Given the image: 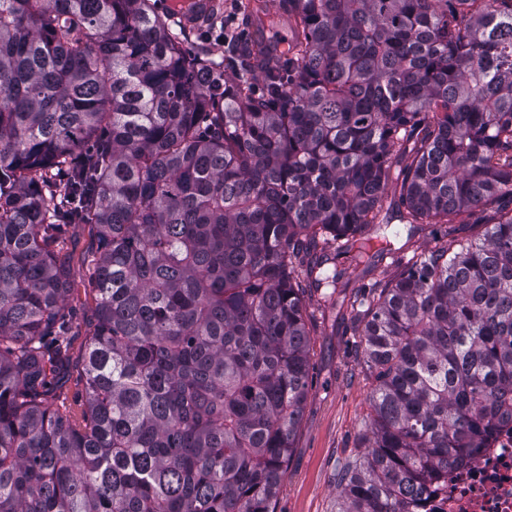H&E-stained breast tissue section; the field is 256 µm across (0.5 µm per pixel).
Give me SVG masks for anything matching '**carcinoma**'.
<instances>
[{
    "instance_id": "obj_1",
    "label": "carcinoma",
    "mask_w": 512,
    "mask_h": 512,
    "mask_svg": "<svg viewBox=\"0 0 512 512\" xmlns=\"http://www.w3.org/2000/svg\"><path fill=\"white\" fill-rule=\"evenodd\" d=\"M276 6L293 37L256 89L149 0H0V512H273L305 296L393 253L390 191L447 230L350 299L376 384L336 512H413L512 418V0ZM78 286L73 292L70 300V306L73 308V333L72 345L75 351H78L84 342L85 320L91 314L93 306L92 299L85 292L82 277H77Z\"/></svg>"
}]
</instances>
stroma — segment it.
Here are the masks:
<instances>
[{"instance_id": "obj_1", "label": "stroma", "mask_w": 512, "mask_h": 512, "mask_svg": "<svg viewBox=\"0 0 512 512\" xmlns=\"http://www.w3.org/2000/svg\"><path fill=\"white\" fill-rule=\"evenodd\" d=\"M243 3L219 0L217 9L199 25L184 26L176 15L170 24L189 48L199 45L205 32L223 29L228 20L246 45L259 33L273 46L288 39V27L279 21L257 31ZM306 305L315 323L309 338V392L273 504L275 512H336L339 476L360 453L367 433L374 377L364 362L360 337L345 330L351 312L315 295L307 297Z\"/></svg>"}]
</instances>
